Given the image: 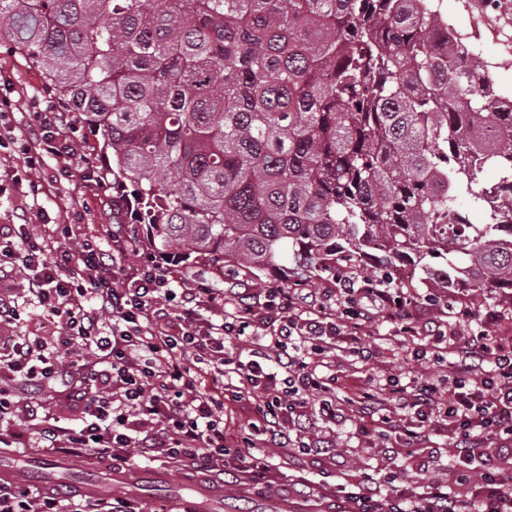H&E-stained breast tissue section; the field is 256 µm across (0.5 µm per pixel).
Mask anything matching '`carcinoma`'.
Here are the masks:
<instances>
[{
	"mask_svg": "<svg viewBox=\"0 0 512 512\" xmlns=\"http://www.w3.org/2000/svg\"><path fill=\"white\" fill-rule=\"evenodd\" d=\"M432 2L0 0V40L100 134L116 223L156 254L259 284L406 263L512 306V97L433 40Z\"/></svg>",
	"mask_w": 512,
	"mask_h": 512,
	"instance_id": "carcinoma-1",
	"label": "carcinoma"
}]
</instances>
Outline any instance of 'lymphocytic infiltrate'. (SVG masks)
I'll return each mask as SVG.
<instances>
[{
	"label": "lymphocytic infiltrate",
	"mask_w": 512,
	"mask_h": 512,
	"mask_svg": "<svg viewBox=\"0 0 512 512\" xmlns=\"http://www.w3.org/2000/svg\"><path fill=\"white\" fill-rule=\"evenodd\" d=\"M32 122L35 135L22 143L27 167L54 155L65 161L59 177L69 178L73 122L52 107ZM56 231V246L19 249L0 230V269L26 273L29 301L57 326L46 339L13 336L23 311L16 295L0 291V446L123 467L142 457L200 481L229 474L258 496L283 500L288 485L266 448L330 456L317 440L293 445L290 433L312 417L336 421L350 411L359 435L399 436L407 458L370 483L337 484L331 495L348 512H512V469L499 464L512 458V339L484 330L461 343L441 330L418 342L417 317L397 289L343 275L334 294L355 307L345 324L329 322L326 307L305 302L298 287L263 289L253 303L238 294L231 318L216 322L206 313L223 308V291L177 277L127 225L110 227L105 247L71 224ZM378 315L409 346L414 374L406 382L387 376L377 390L365 376L338 375L330 354L372 361L364 338ZM446 365L454 369L449 382ZM47 384L80 426H16L18 391ZM230 406L248 418L233 440L224 431ZM447 430L455 436L454 484L418 482L435 454L432 433ZM483 439L495 441L496 457L484 454ZM0 512L133 509L124 499L93 502L16 479L0 485Z\"/></svg>",
	"instance_id": "1"
}]
</instances>
